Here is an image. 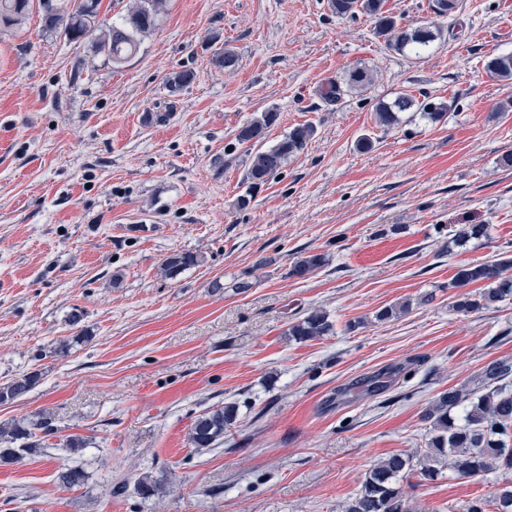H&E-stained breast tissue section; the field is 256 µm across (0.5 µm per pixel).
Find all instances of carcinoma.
I'll use <instances>...</instances> for the list:
<instances>
[{"label":"carcinoma","mask_w":512,"mask_h":512,"mask_svg":"<svg viewBox=\"0 0 512 512\" xmlns=\"http://www.w3.org/2000/svg\"><path fill=\"white\" fill-rule=\"evenodd\" d=\"M384 0H328L331 13L338 17L364 13L375 19L376 34L386 38L388 46L398 52L410 49L425 51L433 42L444 37V29L430 23L411 27L400 25L397 19L382 11ZM101 0H73L64 11L53 0H38L42 22L49 31L60 30L70 41L92 36V47L114 65L126 63L139 49L140 39L154 31L166 7V0H128L126 15L108 26L99 25ZM31 0H0V31L19 27L28 19ZM213 62L228 70L238 64V55L228 47L215 51ZM488 74L498 80H512V54L490 58L486 63ZM374 81L373 74L363 68L349 71L343 84H334L330 97L347 91L360 93ZM416 110L432 121L441 120L448 112L445 102L417 101L411 94L398 96L390 104H380L374 112L375 124L386 130L399 125V113ZM278 113L272 109L259 112L235 132V145L246 148L249 164L244 177V194L237 205L245 208L255 193L275 178L288 158L303 151L315 134L310 123L297 125L276 145L265 149L270 128ZM453 238L467 242L485 235L484 224H459L452 230ZM200 258L192 252L171 254L160 264V272L167 278L176 277L183 269L198 264ZM325 255L314 253L295 261L288 276L304 278L323 267ZM512 258L468 263L458 268L450 288H464L484 283L478 294L462 293L455 303L458 313L479 312L493 304L512 297ZM409 311L403 302L380 309L375 319L383 322L400 317ZM333 331L329 314L316 309L302 319L288 325V335L305 342L318 339ZM512 376V362L493 360L481 371V385L475 388L460 386L443 392L437 402L423 415L429 423L426 447L414 453L392 454L366 473L361 487L346 504L344 512H411L400 481L417 470L426 479L440 475L443 466L459 478H473L489 472L512 473V388L504 380ZM39 374L26 373L0 385V403L14 401L26 395L38 382ZM238 406L227 403L212 407L198 415L188 433V443L197 453H205L224 443V433L234 427ZM57 427L48 411H40L34 418L0 424V463L17 462L51 446ZM89 441L81 435H69L56 444L72 454L88 447ZM65 488H79L84 484L82 468L64 467L57 476ZM512 512V483L496 488L488 498H476L468 503L466 512Z\"/></svg>","instance_id":"1"}]
</instances>
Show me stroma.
Segmentation results:
<instances>
[{"instance_id":"35a3bbf8","label":"stroma","mask_w":512,"mask_h":512,"mask_svg":"<svg viewBox=\"0 0 512 512\" xmlns=\"http://www.w3.org/2000/svg\"><path fill=\"white\" fill-rule=\"evenodd\" d=\"M443 26L427 51L397 53L327 0H168L119 67L36 13L0 34V384L41 374L0 423L46 410L89 441L0 465V512H343L372 464L423 447L440 393L512 358V299L463 315L450 286L461 265L512 257V80L485 70L512 53V0H460ZM224 44L235 70L213 63ZM357 67L373 84L328 98ZM183 70L193 81L170 94ZM403 93L448 112L377 128L376 105ZM271 108L265 147L300 124L316 134L241 209L234 134ZM449 224L488 234L456 246ZM184 251L199 263L163 277ZM313 253L325 266L288 277ZM317 308L333 335L288 336ZM228 402L235 427L193 454L194 418ZM65 465L85 470L81 488L58 485ZM504 480L413 473L402 490L412 512H465Z\"/></svg>"}]
</instances>
